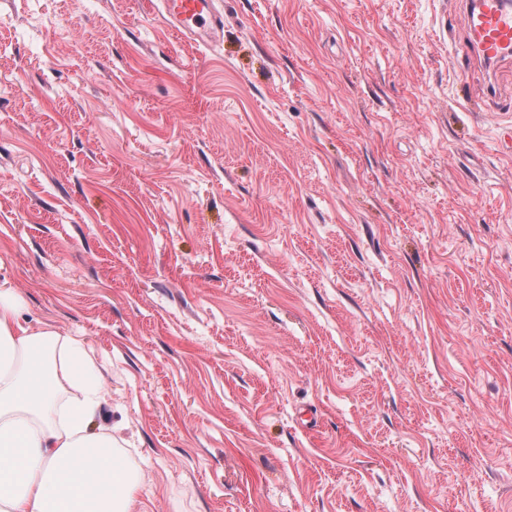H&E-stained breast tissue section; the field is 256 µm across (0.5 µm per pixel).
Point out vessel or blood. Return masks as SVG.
I'll return each instance as SVG.
<instances>
[{
  "instance_id": "obj_1",
  "label": "vessel or blood",
  "mask_w": 512,
  "mask_h": 512,
  "mask_svg": "<svg viewBox=\"0 0 512 512\" xmlns=\"http://www.w3.org/2000/svg\"><path fill=\"white\" fill-rule=\"evenodd\" d=\"M165 22L184 36L209 39L224 28L216 0H163ZM468 41L473 52L488 62L512 57V0H469Z\"/></svg>"
}]
</instances>
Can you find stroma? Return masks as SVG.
Here are the masks:
<instances>
[{"mask_svg":"<svg viewBox=\"0 0 512 512\" xmlns=\"http://www.w3.org/2000/svg\"><path fill=\"white\" fill-rule=\"evenodd\" d=\"M0 0V278L133 512H512V63L462 0ZM215 0H163L162 15L165 22L186 37L200 39L207 44L224 28V14Z\"/></svg>","mask_w":512,"mask_h":512,"instance_id":"obj_1","label":"stroma"}]
</instances>
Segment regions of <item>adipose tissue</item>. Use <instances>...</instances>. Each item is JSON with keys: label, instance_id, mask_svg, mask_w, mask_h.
<instances>
[{"label": "adipose tissue", "instance_id": "ef3b65f1", "mask_svg": "<svg viewBox=\"0 0 512 512\" xmlns=\"http://www.w3.org/2000/svg\"><path fill=\"white\" fill-rule=\"evenodd\" d=\"M24 298L0 281V512H132L142 467L106 427L97 362L52 325H23ZM77 393L61 399L63 383Z\"/></svg>", "mask_w": 512, "mask_h": 512}]
</instances>
